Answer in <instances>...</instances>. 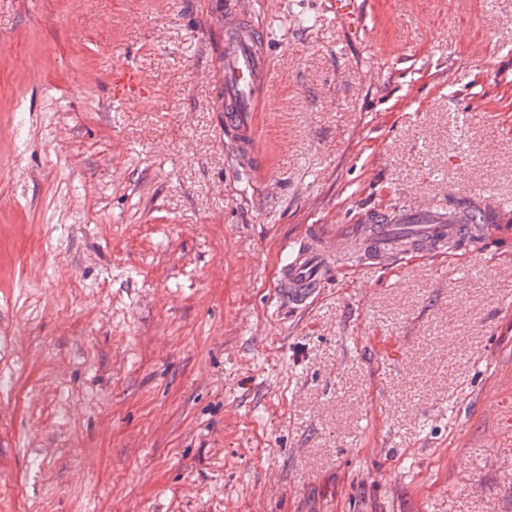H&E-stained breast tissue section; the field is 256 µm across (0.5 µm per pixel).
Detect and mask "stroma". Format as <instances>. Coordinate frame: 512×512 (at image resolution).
I'll list each match as a JSON object with an SVG mask.
<instances>
[{
	"instance_id": "1",
	"label": "stroma",
	"mask_w": 512,
	"mask_h": 512,
	"mask_svg": "<svg viewBox=\"0 0 512 512\" xmlns=\"http://www.w3.org/2000/svg\"><path fill=\"white\" fill-rule=\"evenodd\" d=\"M357 2L226 0L274 41L245 168L215 0H0V512H512V0ZM457 202L478 253L281 305L310 226ZM150 90L142 72L133 65H124L112 71V98L117 101L143 100Z\"/></svg>"
}]
</instances>
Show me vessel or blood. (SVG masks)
Here are the masks:
<instances>
[{
	"label": "vessel or blood",
	"instance_id": "obj_1",
	"mask_svg": "<svg viewBox=\"0 0 512 512\" xmlns=\"http://www.w3.org/2000/svg\"><path fill=\"white\" fill-rule=\"evenodd\" d=\"M224 38L216 47L220 60L219 108L224 114V136L237 162L258 161V130L253 115L262 108L271 87V50L268 39L248 19L233 13L223 21ZM149 87L142 72L133 65L112 71V97L117 101L148 98ZM363 228L366 251L378 255L404 246L406 254L429 258L446 255L449 247L471 253L480 249L489 233L486 224L465 226L448 221L446 210L415 206L407 213L391 210L386 216L365 215ZM345 230L329 234L318 231L301 238L281 261L276 293L285 308L307 307L317 298L321 285L335 273L332 254L347 245Z\"/></svg>",
	"mask_w": 512,
	"mask_h": 512
}]
</instances>
